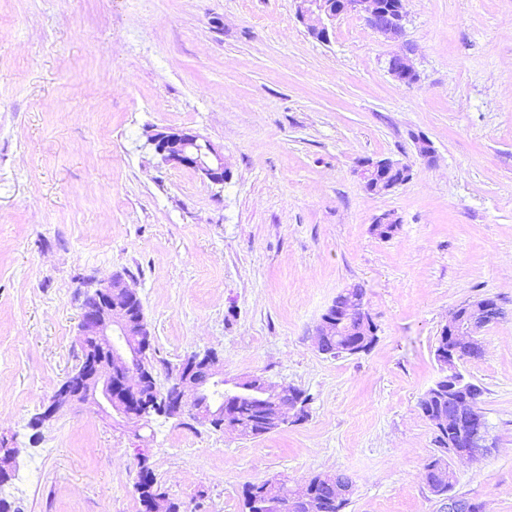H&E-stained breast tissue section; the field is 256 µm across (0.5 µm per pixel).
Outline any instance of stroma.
<instances>
[{"label": "stroma", "mask_w": 512, "mask_h": 512, "mask_svg": "<svg viewBox=\"0 0 512 512\" xmlns=\"http://www.w3.org/2000/svg\"><path fill=\"white\" fill-rule=\"evenodd\" d=\"M296 0H0V447L18 449L13 512H143L147 459L185 512H245L243 489L351 481L345 512H440L419 401L455 307L497 297L483 358L494 450L452 459L453 494L512 512V0H406L390 41L354 13L313 38ZM410 53L419 79L388 71ZM223 148L224 184L164 163L150 130ZM435 149L417 153L415 136ZM411 167L382 195L366 158ZM394 214L388 239L370 231ZM125 275L159 383L207 348L234 383L309 394V416L252 438L186 416L149 427L86 404L30 426L78 363L91 283ZM362 287L370 351L314 344L343 289Z\"/></svg>", "instance_id": "1"}]
</instances>
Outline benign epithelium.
Masks as SVG:
<instances>
[{
	"mask_svg": "<svg viewBox=\"0 0 512 512\" xmlns=\"http://www.w3.org/2000/svg\"><path fill=\"white\" fill-rule=\"evenodd\" d=\"M405 0H395L393 7L385 9L382 0H297V17L306 25L308 32L317 40L327 42L333 22L340 16L356 13L386 39L397 40L402 36V20ZM392 76L404 84L417 80L412 59L406 54H394L388 61ZM148 144L165 163L190 169L203 180L214 185L224 184V153L207 139L186 130L167 129L148 136ZM391 171H398L402 178L410 177L411 168L390 159H364L359 163L357 174L366 190L376 189L386 182ZM138 297L125 279L116 275L101 282L87 294L82 305L78 341L81 357L75 369L59 384L51 395L38 419L48 421L66 408L89 402L97 411L109 418L119 417L125 423L148 425L152 414L188 413L194 419L220 427L226 409L206 402L204 395L213 379L219 375L220 362L214 350L193 352L187 355L175 372L161 387L164 398L161 405L152 402L127 401L120 403L113 396L112 377H122L132 391H139L144 381L153 386L158 382L147 370L149 342L130 320L126 298ZM505 318V311L494 297L485 296L455 309L443 327L435 357L441 376L423 396L425 401L448 400V414L431 419L435 430L448 438V458L475 459L490 451L488 425L480 408L477 385L465 381L459 369L462 362L479 360L485 353L483 342L477 333ZM373 325L365 307L364 296H356L336 315L325 312L316 330L317 344L325 336H356L359 328L354 321ZM269 395V403L263 411V421L269 431L288 421V415L301 414L294 387L277 388L263 385ZM327 485L344 498L350 491L351 482L342 474L327 476ZM442 512H481L483 507L470 499L449 491L439 495Z\"/></svg>",
	"mask_w": 512,
	"mask_h": 512,
	"instance_id": "benign-epithelium-1",
	"label": "benign epithelium"
}]
</instances>
